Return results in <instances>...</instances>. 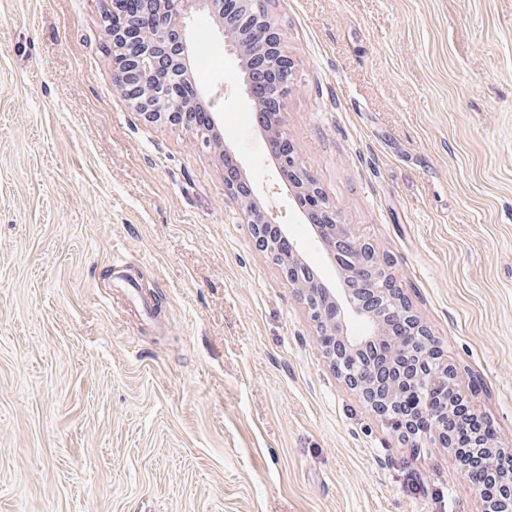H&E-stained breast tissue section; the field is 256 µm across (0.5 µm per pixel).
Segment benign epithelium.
<instances>
[{"mask_svg":"<svg viewBox=\"0 0 512 512\" xmlns=\"http://www.w3.org/2000/svg\"><path fill=\"white\" fill-rule=\"evenodd\" d=\"M226 0H142L137 11L124 9L121 0H112V22L104 27V35L112 44V77L117 90L131 108L148 122L163 121L190 131L199 148H212L214 118L205 125L186 123L194 110L187 98L184 64L193 54L191 23L200 14L220 21L225 45L233 52L245 50L246 44L276 46L259 57V70L274 75L268 81L254 75L245 84L246 95L256 93L270 103L283 104L288 95L292 62L278 49V25L264 0H235L236 12L252 27L243 29L224 18ZM280 146L281 179L293 184L298 195H313L321 210L325 247L339 264L342 277L360 276L368 288L365 294L373 308L362 309L349 288H329L311 277L299 259L296 244L288 243V255L277 251L279 242L272 229L286 234L278 215L264 209L255 200L256 190L244 188L242 181L224 176V195L232 200L244 223L250 225L255 246L276 265L304 305L317 330L324 357L343 385L405 441L436 439L463 471L469 469L471 446L458 445L456 432H470L478 414L470 404L459 382L455 368L448 362L431 364L425 355L406 354L408 340L388 333V319L403 323L408 336L434 348V337L427 325L413 313L389 275V259L369 243L360 239L336 212L320 191L315 179L298 160L288 132L280 123L269 130ZM367 325L365 333L357 332L353 322ZM419 383L430 390L450 389L444 401L445 412L427 414V406L408 409L399 405L407 387ZM486 457V484L478 485L484 512H512V448L503 449L496 442L482 440Z\"/></svg>","mask_w":512,"mask_h":512,"instance_id":"obj_1","label":"benign epithelium"}]
</instances>
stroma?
<instances>
[{
	"mask_svg": "<svg viewBox=\"0 0 512 512\" xmlns=\"http://www.w3.org/2000/svg\"><path fill=\"white\" fill-rule=\"evenodd\" d=\"M110 3L0 0V512H482L446 449L401 441L328 366L219 151L116 92ZM271 11L302 166L512 447V0ZM192 34L219 140L337 285L237 55L216 22Z\"/></svg>",
	"mask_w": 512,
	"mask_h": 512,
	"instance_id": "35a3bbf8",
	"label": "stroma"
}]
</instances>
